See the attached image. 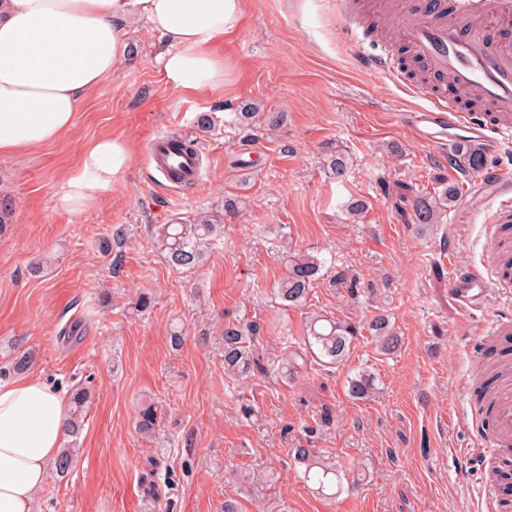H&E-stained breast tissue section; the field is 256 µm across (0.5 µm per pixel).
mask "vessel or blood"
Wrapping results in <instances>:
<instances>
[{"label": "vessel or blood", "mask_w": 512, "mask_h": 512, "mask_svg": "<svg viewBox=\"0 0 512 512\" xmlns=\"http://www.w3.org/2000/svg\"><path fill=\"white\" fill-rule=\"evenodd\" d=\"M512 26V0H407L401 19V37L422 64L427 79L412 90L428 103L418 120L430 127L427 142L452 147L458 134L471 142L496 149L512 143V39H490L489 31ZM147 162L166 172L176 170L198 176L195 155L174 151L165 137L151 140ZM489 196L497 208L492 217L497 227L512 222V176L491 172ZM494 254L487 268L459 270L453 290L464 308L477 311L491 294L512 296V269L496 256L512 249L497 228L490 233ZM512 345V314L498 315L476 344L472 368L463 394L483 392L487 408L472 412L470 431L472 460L505 455L512 446V387L491 382L493 360L487 346Z\"/></svg>", "instance_id": "1"}]
</instances>
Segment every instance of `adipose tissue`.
<instances>
[{
  "label": "adipose tissue",
  "instance_id": "1",
  "mask_svg": "<svg viewBox=\"0 0 512 512\" xmlns=\"http://www.w3.org/2000/svg\"><path fill=\"white\" fill-rule=\"evenodd\" d=\"M244 0H0V155L58 140L82 96L119 68L129 21L166 44V76L187 90L224 84L212 48L242 25ZM127 141L103 136L81 151L58 210L80 214L119 185L132 165ZM69 401L38 377L0 382V512H34L64 439Z\"/></svg>",
  "mask_w": 512,
  "mask_h": 512
}]
</instances>
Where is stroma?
I'll return each mask as SVG.
<instances>
[{"mask_svg": "<svg viewBox=\"0 0 512 512\" xmlns=\"http://www.w3.org/2000/svg\"><path fill=\"white\" fill-rule=\"evenodd\" d=\"M343 26L336 0H245L240 30L215 48L230 63L224 86L188 91L157 63L158 35L130 23L119 71L83 98L70 131L0 157V380L16 379L11 363L28 352L27 375L88 393L78 433L63 441L71 466L50 473L35 512H224L228 499L242 512H485L490 469L466 458L461 386L501 304L464 314L448 280L449 265L489 258L483 176L461 175L440 223L415 224L412 201L439 187L448 158L412 123L422 101L409 81L367 68ZM249 104L257 116L244 124ZM107 134L132 147L124 181L81 215L57 210L81 147ZM163 134L197 142V182L173 184L145 163L147 142ZM337 150L341 178L327 167ZM356 200L366 208L353 216ZM201 213L223 236L194 267H173L157 225ZM295 254L321 271L305 306L289 308L276 292ZM314 314L360 327L346 359L290 379L268 372L302 345ZM376 315L401 338L391 353L366 329ZM251 321L262 326L260 370L235 384L224 327ZM76 322L79 338L62 339ZM364 371L379 397L349 395ZM148 404L157 426L144 434ZM296 448L336 460L335 499L304 481ZM253 474L262 482L245 489Z\"/></svg>", "mask_w": 512, "mask_h": 512, "instance_id": "stroma-1", "label": "stroma"}]
</instances>
